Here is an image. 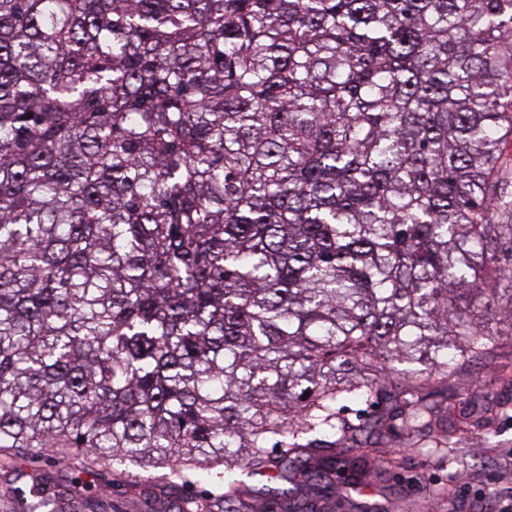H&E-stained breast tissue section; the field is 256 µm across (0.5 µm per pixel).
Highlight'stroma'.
<instances>
[{
	"label": "stroma",
	"instance_id": "1",
	"mask_svg": "<svg viewBox=\"0 0 512 512\" xmlns=\"http://www.w3.org/2000/svg\"><path fill=\"white\" fill-rule=\"evenodd\" d=\"M512 336L493 354L456 371L448 383L426 386V402L446 411L452 435L447 447L408 446L399 436L378 437L372 427L378 408L361 399H342L340 416L351 429V446L366 448L377 478L368 493L336 479L331 500H316L311 512H473L477 497L512 489ZM493 406L491 434L457 431L462 418ZM122 465L106 468L96 490L113 503V512H148L132 493Z\"/></svg>",
	"mask_w": 512,
	"mask_h": 512
}]
</instances>
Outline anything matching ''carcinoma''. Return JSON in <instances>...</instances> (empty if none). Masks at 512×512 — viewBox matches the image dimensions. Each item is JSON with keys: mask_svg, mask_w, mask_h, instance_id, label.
<instances>
[{"mask_svg": "<svg viewBox=\"0 0 512 512\" xmlns=\"http://www.w3.org/2000/svg\"><path fill=\"white\" fill-rule=\"evenodd\" d=\"M511 144L512 0H0V451L76 474L16 496L108 512L119 461L242 512L238 469H365L348 396L446 443L423 385L512 335Z\"/></svg>", "mask_w": 512, "mask_h": 512, "instance_id": "cac0c4a2", "label": "carcinoma"}]
</instances>
